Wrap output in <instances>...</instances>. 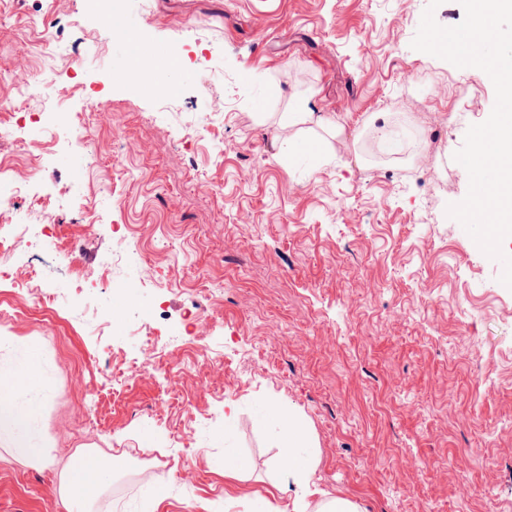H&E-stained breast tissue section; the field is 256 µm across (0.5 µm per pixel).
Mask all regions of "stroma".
I'll return each instance as SVG.
<instances>
[{
  "label": "stroma",
  "mask_w": 512,
  "mask_h": 512,
  "mask_svg": "<svg viewBox=\"0 0 512 512\" xmlns=\"http://www.w3.org/2000/svg\"><path fill=\"white\" fill-rule=\"evenodd\" d=\"M112 0H0V62L72 85L19 98L0 77V120L42 112L0 159L56 224L0 280V335L34 340L49 385L47 462L0 449V512H65L57 476L77 450L112 468L92 512H252L278 490V415L309 430L317 490L363 512H512V290L459 222L469 176L453 158L495 89L476 68L414 50L428 0H151L138 30L168 53L162 90L116 77ZM64 56L44 64L41 20ZM110 106L73 133L56 112ZM343 126L322 156L281 159L293 100ZM420 133L398 155L367 118ZM97 201L88 213L82 199ZM38 281L42 310L25 318ZM165 358L113 392L151 348ZM269 408L266 426L257 414ZM157 462L131 464L134 449ZM250 462L225 475L224 451ZM161 484L155 499L147 479Z\"/></svg>",
  "instance_id": "stroma-1"
}]
</instances>
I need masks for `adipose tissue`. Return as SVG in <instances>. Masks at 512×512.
Wrapping results in <instances>:
<instances>
[{
	"label": "adipose tissue",
	"instance_id": "adipose-tissue-1",
	"mask_svg": "<svg viewBox=\"0 0 512 512\" xmlns=\"http://www.w3.org/2000/svg\"><path fill=\"white\" fill-rule=\"evenodd\" d=\"M44 379L45 369L33 352L10 368L0 367V447L32 465L44 461L49 446L41 426ZM281 436L284 481L295 489L291 512H361L358 504L342 498L326 499L317 507H310L316 460L307 427L295 415L282 417ZM110 477V472L95 459L73 460L62 471L59 483V495L67 512H90L92 495Z\"/></svg>",
	"mask_w": 512,
	"mask_h": 512
}]
</instances>
